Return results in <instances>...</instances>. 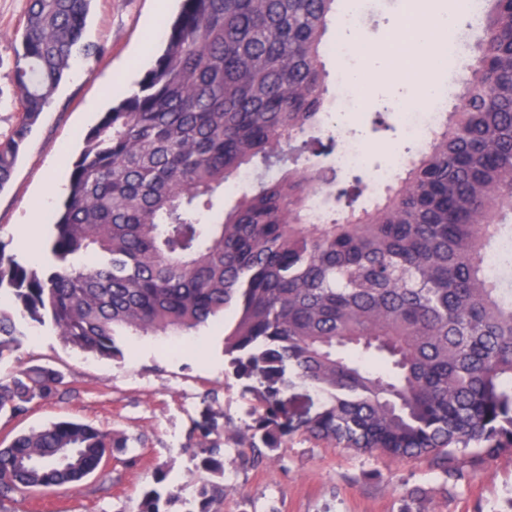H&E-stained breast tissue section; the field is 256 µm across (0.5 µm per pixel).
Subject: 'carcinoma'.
<instances>
[{
    "label": "carcinoma",
    "instance_id": "cac0c4a2",
    "mask_svg": "<svg viewBox=\"0 0 512 512\" xmlns=\"http://www.w3.org/2000/svg\"><path fill=\"white\" fill-rule=\"evenodd\" d=\"M92 0H26L15 50L20 122L0 143V190L21 143L83 43ZM138 87L83 136L43 268L0 244V360L20 321L50 318L70 347L123 355L121 331L191 336L224 325V355L252 382L254 454L297 431L362 454L423 459L468 482L512 454V5L495 0L468 65L462 101L399 184L356 207L362 176L336 182L302 160L336 153L324 129V36L336 0H180ZM250 188L208 218L224 185ZM323 207L314 216L311 202ZM323 398L293 423L296 383ZM39 367L0 377V415L59 391ZM224 426L210 411L187 447L224 475ZM127 438L79 421L16 435L0 448V502L76 488ZM155 476L134 512L179 498ZM204 484L183 512H211Z\"/></svg>",
    "mask_w": 512,
    "mask_h": 512
}]
</instances>
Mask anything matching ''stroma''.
Here are the masks:
<instances>
[{
  "label": "stroma",
  "instance_id": "stroma-1",
  "mask_svg": "<svg viewBox=\"0 0 512 512\" xmlns=\"http://www.w3.org/2000/svg\"><path fill=\"white\" fill-rule=\"evenodd\" d=\"M25 0H0V141L9 137L21 112L14 98V58L19 45ZM338 13L365 18L364 39L376 53L360 57L355 68L364 77L358 116L326 102L328 127L362 141L368 151L361 175L370 179L392 153L413 156L414 146L391 116L393 102H421V84L398 80L379 84L375 70L387 67L382 43L399 32L408 16L424 19V0H338ZM178 10L177 0H92L85 28L87 41L102 47L99 59L76 58L31 134L21 146L10 183L0 190V241L19 259L46 250L47 223L54 206L40 193L52 179L68 181L82 137L99 120L90 111L103 108L128 90L126 70L142 79L163 42L155 38ZM389 113L391 127L373 128L376 113ZM40 210L42 229L21 239L22 221ZM204 349L175 336L121 334L123 357L105 359L68 345L51 325H32L18 346L0 361V376L19 367L43 366L62 378L58 396L31 405L18 418L0 417V445L18 433L62 420H76L123 434L128 448L114 449L104 473L88 476L78 489H43L0 504V512H130L143 488L158 472L170 485L213 482L199 458L186 451L191 429L206 409L222 412L226 428L248 422L252 402L247 380L237 378L224 355V328L201 329ZM224 470L234 482L213 512H506L512 505V456L489 463L468 484L451 486L420 460L397 461L362 455L333 443L294 434L287 447L270 452L258 466L236 447L224 455Z\"/></svg>",
  "mask_w": 512,
  "mask_h": 512
}]
</instances>
